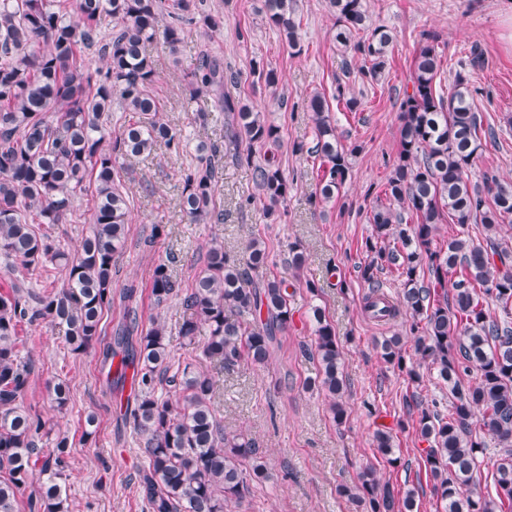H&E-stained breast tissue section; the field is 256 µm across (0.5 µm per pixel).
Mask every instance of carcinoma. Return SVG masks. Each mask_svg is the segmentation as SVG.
<instances>
[{
  "mask_svg": "<svg viewBox=\"0 0 512 512\" xmlns=\"http://www.w3.org/2000/svg\"><path fill=\"white\" fill-rule=\"evenodd\" d=\"M199 5V0H172L170 22L162 27L159 0H74L71 12L59 0H0V256L31 273L49 267L64 272L60 286L49 291H32L30 280L19 275L0 292V470L5 473L0 512H16L24 495L30 512H70L69 437L57 434L53 452L41 455L38 441L46 423L19 403L32 366L19 355L18 328L48 319L64 331L74 355L87 352L101 336L104 312L112 309L113 271L127 237L128 169L118 160L148 154L159 143L176 155L186 149L182 134L159 117L152 94L155 60L148 46L160 34L176 53ZM328 5L336 14V43L366 61L361 79L378 80L391 31L371 23L364 0H328ZM264 7L288 47H299L292 0H264ZM93 48L105 66H90L86 51ZM441 69L435 46H420L412 91L400 103L397 161L384 188L391 204L378 201L369 214L375 235L365 241L372 257L361 267L370 288L363 311L387 321L405 309L416 353L448 385V416L423 407L416 421V432L427 443L422 461L444 512H496L498 501L512 507V321L491 313L496 307L512 314V245L497 237L500 223L512 217V183L490 173L481 186L469 182L481 139H496V131L483 124L476 90L466 76L456 74L446 94L437 89ZM240 80L220 57L201 55L187 74L189 100L208 92L213 106L210 112L195 111L196 121L205 125L219 112L229 141L277 142L276 126L224 94V83ZM115 102L137 118L111 139ZM307 109L315 124L314 145L307 152L324 167L314 199L328 202L347 179L351 151L336 138L325 96L312 95ZM219 154L217 145L200 142L182 171V211L193 222L223 220L214 201ZM253 177L266 201L264 218L276 220L277 204L288 197V179L270 160L256 166ZM90 178V229L72 251L35 225L76 222V201ZM445 221L462 228L480 224L484 237L456 235L437 247L434 232ZM267 262L259 239L252 240L245 259L213 244L186 293L170 270L173 260L154 267L151 297L158 305L181 297L179 334L191 342L203 336L201 358L212 371L191 358L173 360L165 326L156 322L143 333L130 309L104 352L107 359L118 358L108 371L110 388L122 392L130 386V416L147 460L139 476L146 512H226L229 504L251 495L253 483L269 478L254 441L224 432L214 405V373H229L244 360L265 363L277 334L292 321L288 283L264 274ZM424 266L427 281L420 278ZM385 269L402 280L395 303L381 291L378 274ZM314 317L315 381L332 396L333 418L341 423L346 416L341 350L326 316L317 309ZM403 346L399 336L383 339L381 358L418 382L420 374L406 365ZM470 375L475 381L464 384ZM163 383L180 391L176 404L156 395ZM50 394L61 411L70 386L58 382ZM478 429L502 448L492 463L495 501L480 489L486 445ZM374 441L376 453L397 466L393 434L378 430ZM248 459L253 460L249 469L244 467ZM35 482L37 493L26 494ZM340 493L362 503L366 512H413L415 505V490L396 492L371 467Z\"/></svg>",
  "mask_w": 512,
  "mask_h": 512,
  "instance_id": "cac0c4a2",
  "label": "carcinoma"
}]
</instances>
